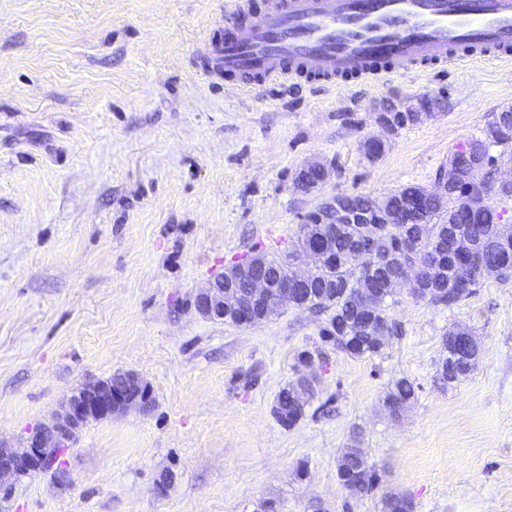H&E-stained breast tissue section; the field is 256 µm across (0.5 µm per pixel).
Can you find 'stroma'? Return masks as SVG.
Wrapping results in <instances>:
<instances>
[{
  "label": "stroma",
  "mask_w": 512,
  "mask_h": 512,
  "mask_svg": "<svg viewBox=\"0 0 512 512\" xmlns=\"http://www.w3.org/2000/svg\"><path fill=\"white\" fill-rule=\"evenodd\" d=\"M233 21L231 0H0V442L22 448L75 389L118 372L151 399L89 422L60 471L20 480L0 512H381L386 490L413 512H512V277L481 278L450 310L396 288L401 331L371 359L324 347L319 313L245 327L194 306L225 267L297 249L327 197L436 189L512 106V62L244 93L196 61ZM423 94L441 109L384 134L382 103ZM371 137L386 140L375 161ZM310 162L330 177L304 194ZM456 328L480 354L443 387ZM304 350L316 394L285 427L273 405ZM401 377L416 398L395 416L383 398ZM355 441L378 492L337 477Z\"/></svg>",
  "instance_id": "stroma-1"
}]
</instances>
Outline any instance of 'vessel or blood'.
<instances>
[{"label": "vessel or blood", "mask_w": 512, "mask_h": 512, "mask_svg": "<svg viewBox=\"0 0 512 512\" xmlns=\"http://www.w3.org/2000/svg\"><path fill=\"white\" fill-rule=\"evenodd\" d=\"M246 23L212 44L207 71L243 90L305 80H381L512 59V0H237Z\"/></svg>", "instance_id": "b4317fda"}]
</instances>
